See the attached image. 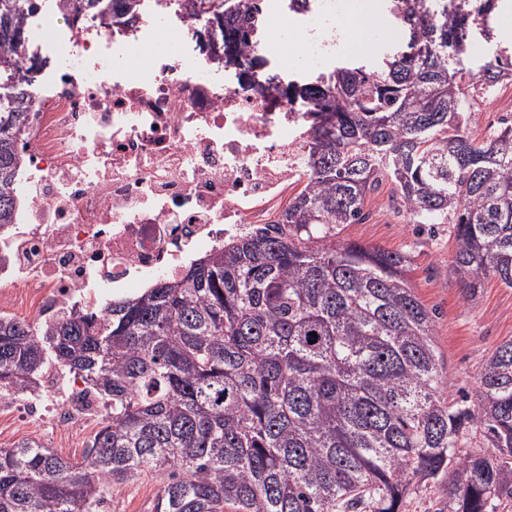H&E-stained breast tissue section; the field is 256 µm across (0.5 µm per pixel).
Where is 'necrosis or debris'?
Returning <instances> with one entry per match:
<instances>
[{"label": "necrosis or debris", "mask_w": 512, "mask_h": 512, "mask_svg": "<svg viewBox=\"0 0 512 512\" xmlns=\"http://www.w3.org/2000/svg\"><path fill=\"white\" fill-rule=\"evenodd\" d=\"M249 50L276 82L250 81L214 55L217 24L199 0H138L128 24L112 0L75 12L74 0H35L21 16L19 60L27 115L19 136L17 204L0 226V314L38 324L72 311L101 313L111 295L179 275L190 257L278 219L305 178L300 101L288 96L291 59L349 53L346 0H317L301 17L303 46L271 23ZM140 52L144 64L128 61ZM80 386L53 405L0 395L22 420L78 426Z\"/></svg>", "instance_id": "obj_1"}]
</instances>
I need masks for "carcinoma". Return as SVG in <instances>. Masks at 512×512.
<instances>
[{"instance_id":"carcinoma-1","label":"carcinoma","mask_w":512,"mask_h":512,"mask_svg":"<svg viewBox=\"0 0 512 512\" xmlns=\"http://www.w3.org/2000/svg\"><path fill=\"white\" fill-rule=\"evenodd\" d=\"M25 0H0V67L17 68ZM224 2V61L264 0ZM401 42L369 71L342 60L288 96L311 105L308 181L258 226L112 301L98 321L0 318V390L33 393L68 369L106 416L82 456L0 448V512H91L107 481L161 479L155 512H401L410 486L448 478V512L512 501V341L479 395L446 394L434 315L411 257L338 239L389 183L417 224H450L473 298L512 288V123L478 138L472 114L512 84V50L473 72L467 33L500 0H390ZM26 85L0 88V224L11 217ZM481 433L494 448L462 452Z\"/></svg>"}]
</instances>
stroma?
Wrapping results in <instances>:
<instances>
[{"instance_id": "obj_1", "label": "stroma", "mask_w": 512, "mask_h": 512, "mask_svg": "<svg viewBox=\"0 0 512 512\" xmlns=\"http://www.w3.org/2000/svg\"><path fill=\"white\" fill-rule=\"evenodd\" d=\"M369 218L346 225L341 239L390 251L409 253L408 277L420 301L435 314V345L444 362L449 393L476 392L482 362L503 342L512 340V288L493 278L485 279L476 297L470 298L461 280L450 271L453 240L446 224H415L391 200L390 186L371 194L365 204ZM98 417L72 429L20 423L9 410L0 411V447L32 439L81 459L98 428ZM160 487L148 476L136 483H109L104 499L93 512H153Z\"/></svg>"}]
</instances>
